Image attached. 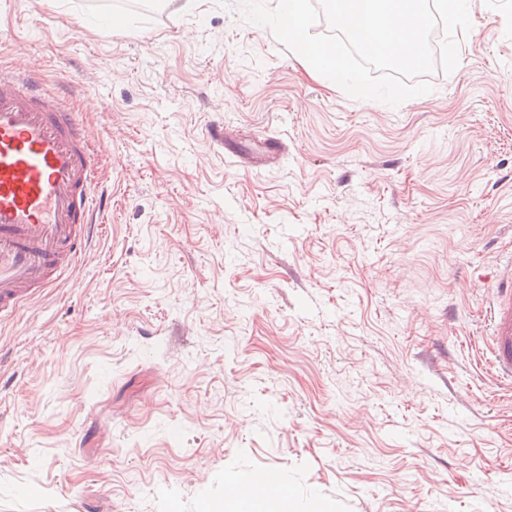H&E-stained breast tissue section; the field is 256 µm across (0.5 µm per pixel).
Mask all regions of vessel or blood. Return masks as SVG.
I'll return each mask as SVG.
<instances>
[{
	"label": "vessel or blood",
	"instance_id": "1",
	"mask_svg": "<svg viewBox=\"0 0 512 512\" xmlns=\"http://www.w3.org/2000/svg\"><path fill=\"white\" fill-rule=\"evenodd\" d=\"M95 148L77 113L28 73L0 67V323L57 287L85 252L105 199ZM490 368L512 387V266L488 301ZM244 512L265 494L261 481L234 489Z\"/></svg>",
	"mask_w": 512,
	"mask_h": 512
}]
</instances>
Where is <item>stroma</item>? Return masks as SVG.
Returning <instances> with one entry per match:
<instances>
[{
  "mask_svg": "<svg viewBox=\"0 0 512 512\" xmlns=\"http://www.w3.org/2000/svg\"><path fill=\"white\" fill-rule=\"evenodd\" d=\"M470 19L392 107L240 0H0V66L74 106L107 199L71 278L0 324V512H203L253 471L292 512H512L481 337L512 255V0Z\"/></svg>",
  "mask_w": 512,
  "mask_h": 512,
  "instance_id": "35a3bbf8",
  "label": "stroma"
}]
</instances>
